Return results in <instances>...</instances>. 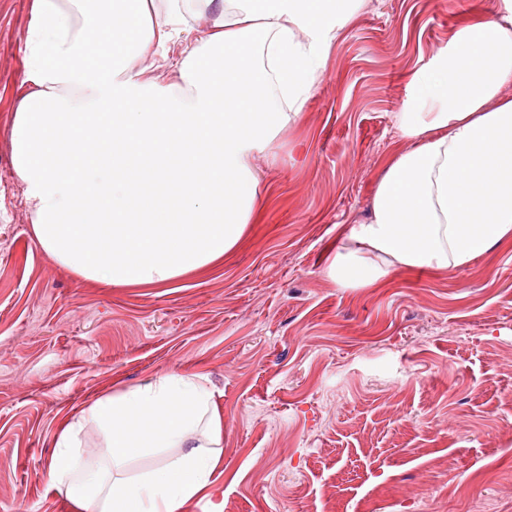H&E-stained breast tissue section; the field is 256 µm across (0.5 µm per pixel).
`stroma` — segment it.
<instances>
[{"label":"stroma","instance_id":"stroma-1","mask_svg":"<svg viewBox=\"0 0 512 512\" xmlns=\"http://www.w3.org/2000/svg\"><path fill=\"white\" fill-rule=\"evenodd\" d=\"M501 0H363L305 109L255 154L256 216L222 263L96 285L36 243L10 131L33 0H0V512H74L55 436L95 396L182 371L224 406L186 512H512V237L463 269L327 273L389 163L410 79Z\"/></svg>","mask_w":512,"mask_h":512}]
</instances>
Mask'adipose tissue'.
I'll return each mask as SVG.
<instances>
[{
    "instance_id": "ef3b65f1",
    "label": "adipose tissue",
    "mask_w": 512,
    "mask_h": 512,
    "mask_svg": "<svg viewBox=\"0 0 512 512\" xmlns=\"http://www.w3.org/2000/svg\"><path fill=\"white\" fill-rule=\"evenodd\" d=\"M34 0V92L11 131L32 232L58 264L106 286H158L223 260L255 214V152L303 111L356 0ZM214 14L212 27L193 22ZM184 49L169 93L142 60ZM512 0L460 30L451 53L410 80L398 115L415 145L390 163L370 217L352 225L328 273L364 288L392 267H464L512 235ZM95 424L106 453L80 466ZM224 409L201 375L173 371L94 398L66 421L50 466L75 512H182L220 464ZM177 454L130 474L132 462Z\"/></svg>"
}]
</instances>
